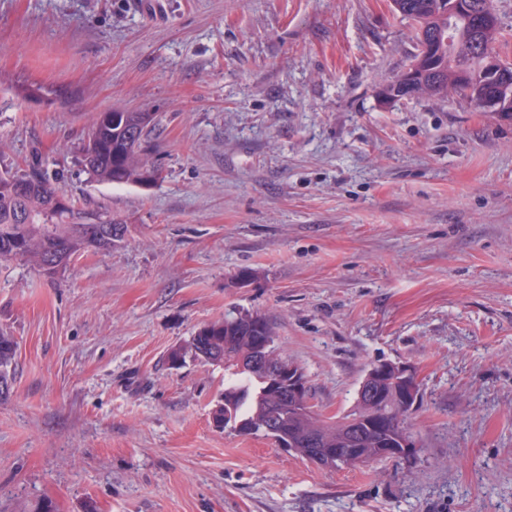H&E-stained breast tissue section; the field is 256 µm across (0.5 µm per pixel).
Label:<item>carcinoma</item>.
<instances>
[{"instance_id":"1","label":"carcinoma","mask_w":512,"mask_h":512,"mask_svg":"<svg viewBox=\"0 0 512 512\" xmlns=\"http://www.w3.org/2000/svg\"><path fill=\"white\" fill-rule=\"evenodd\" d=\"M394 10L412 24L415 53L412 64L419 78L414 96L443 98L452 92L473 105L479 94L472 82L458 81V70L477 71L485 66L478 50L497 49L501 30H483L471 15L448 16V0H393ZM434 46L431 58L422 57V47ZM154 117L148 112L113 109L96 118L88 139L78 148L77 160L90 179L99 184L146 185L159 178V168L149 159V138ZM64 195L57 179L40 166L32 165L25 173L0 172V260L24 259L49 276L64 270L70 261L89 250H110L125 231V220L99 209H86L75 203L56 206ZM112 225V236L100 232ZM273 328L262 316L231 311L221 321L213 322L192 337L197 350H218L224 354V369L232 379L224 388V403L212 419L224 424V413L245 426L259 425L276 414L285 424L301 425L302 405L267 394V375L242 361L238 354L251 344L253 336H272ZM16 342L0 332V400L10 395ZM379 398L372 403L355 401L346 414L351 429H326L320 447L338 452L335 468H343L356 448L370 457L377 449L392 448L410 431L404 402L398 398L397 385L390 378L373 380Z\"/></svg>"}]
</instances>
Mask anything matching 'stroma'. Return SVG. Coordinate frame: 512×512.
Listing matches in <instances>:
<instances>
[{
	"label": "stroma",
	"instance_id": "stroma-1",
	"mask_svg": "<svg viewBox=\"0 0 512 512\" xmlns=\"http://www.w3.org/2000/svg\"><path fill=\"white\" fill-rule=\"evenodd\" d=\"M412 52L392 0H0V167L39 155L127 227L53 278L0 261V512H512V121L383 102ZM115 108L155 115V183L79 166ZM232 309L328 418L410 364L414 457L320 469L216 428L223 367L167 354ZM15 355L16 342L13 336L0 332V400L11 393Z\"/></svg>",
	"mask_w": 512,
	"mask_h": 512
}]
</instances>
